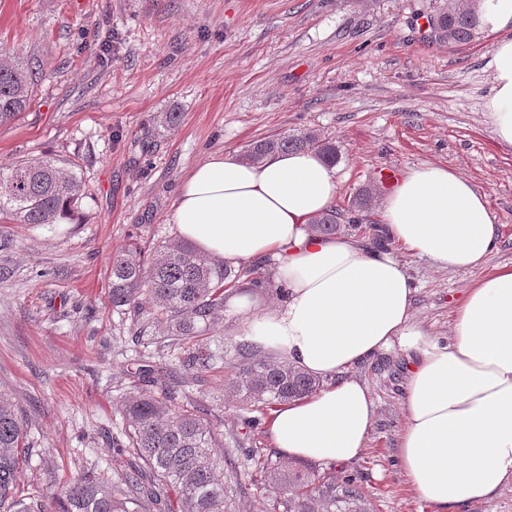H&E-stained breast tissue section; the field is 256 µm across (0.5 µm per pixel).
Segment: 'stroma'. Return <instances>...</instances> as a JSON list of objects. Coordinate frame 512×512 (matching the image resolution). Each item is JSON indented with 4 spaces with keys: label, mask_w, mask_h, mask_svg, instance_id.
Segmentation results:
<instances>
[{
    "label": "stroma",
    "mask_w": 512,
    "mask_h": 512,
    "mask_svg": "<svg viewBox=\"0 0 512 512\" xmlns=\"http://www.w3.org/2000/svg\"><path fill=\"white\" fill-rule=\"evenodd\" d=\"M444 0H0V46L40 65L30 108L0 126V168L42 154L75 159L91 190L79 224H10L0 252V392L31 441L19 487L64 480L85 463L123 469L112 444L134 359L154 345L109 299L110 259L136 241L176 238L181 179L216 152L244 155L263 137L305 130L340 150L336 211L380 174L425 163L469 179L499 242L483 268L452 270L405 256L412 313L448 336L454 308L482 275L512 267V146L485 103L497 34L431 42L425 16ZM181 113L178 127L162 116ZM405 360L391 352L348 369L376 403L360 471L369 512H436L398 459ZM203 389L226 450L241 440L272 453L268 431L246 436L224 371Z\"/></svg>",
    "instance_id": "35a3bbf8"
}]
</instances>
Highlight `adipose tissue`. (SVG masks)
I'll return each mask as SVG.
<instances>
[{"label":"adipose tissue","instance_id":"adipose-tissue-1","mask_svg":"<svg viewBox=\"0 0 512 512\" xmlns=\"http://www.w3.org/2000/svg\"><path fill=\"white\" fill-rule=\"evenodd\" d=\"M497 33L494 87L486 103L500 142L512 146V0H481ZM336 171L316 153L276 154L254 163L217 152L180 184L173 222L181 239L235 266L272 257L288 291L259 309L232 295L245 340L262 345L324 386L280 405L269 434L280 456L345 463L365 449L376 403L349 367L391 350L407 362L401 469L439 512L492 497L512 483V267L475 281L440 338L413 318L414 288L403 255L441 268L483 267L498 245L484 195L448 167L406 170L381 197L385 247L322 237L308 224L333 206Z\"/></svg>","mask_w":512,"mask_h":512}]
</instances>
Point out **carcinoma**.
<instances>
[{
    "mask_svg": "<svg viewBox=\"0 0 512 512\" xmlns=\"http://www.w3.org/2000/svg\"><path fill=\"white\" fill-rule=\"evenodd\" d=\"M481 0H450L430 16L428 38L448 44L473 41L482 26ZM41 69L16 49L0 47V125L31 106ZM315 151L328 164L339 160L335 142L308 131L260 139L247 159L261 162L280 152ZM90 190L72 161L46 154L0 171L1 224L73 223ZM372 188L360 189L346 214L332 209L311 221L318 236L356 230L375 202ZM265 263L234 268L201 254L184 240L163 241L149 263L128 249L110 259L109 298L140 324L139 335L155 344L160 361L140 358L130 373L135 393L120 401L123 440L116 441L126 465L116 477L93 466L64 482L48 483L26 495L18 475L28 453L27 430L12 403L0 394V512H231L243 492L232 453L220 451L219 437L202 405L182 402L185 384L224 364L212 347V333L233 288L274 287ZM232 373L224 391L255 416L280 404L308 397L322 381L285 360L263 358L255 348L235 345ZM253 486L272 484L281 495L257 500V512H367V495L356 473L336 476L310 463L281 461L249 450Z\"/></svg>",
    "mask_w": 512,
    "mask_h": 512,
    "instance_id": "carcinoma-1",
    "label": "carcinoma"
}]
</instances>
